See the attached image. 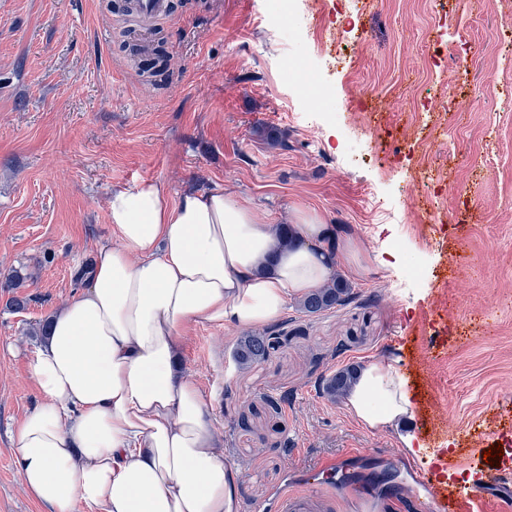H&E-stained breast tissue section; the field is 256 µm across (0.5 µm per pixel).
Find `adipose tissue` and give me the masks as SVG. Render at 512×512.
<instances>
[{"instance_id": "obj_1", "label": "adipose tissue", "mask_w": 512, "mask_h": 512, "mask_svg": "<svg viewBox=\"0 0 512 512\" xmlns=\"http://www.w3.org/2000/svg\"><path fill=\"white\" fill-rule=\"evenodd\" d=\"M109 210L113 241L29 359L41 401L11 434L24 484L46 512H241L238 473L178 343L193 324L273 322L337 263L363 274V249L315 214L297 216L293 246L280 247L220 185L172 201L145 182L113 190ZM347 407L372 429L413 416L387 362L359 372Z\"/></svg>"}]
</instances>
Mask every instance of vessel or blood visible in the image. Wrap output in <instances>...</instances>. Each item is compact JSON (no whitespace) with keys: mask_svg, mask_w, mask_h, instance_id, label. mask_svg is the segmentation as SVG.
<instances>
[{"mask_svg":"<svg viewBox=\"0 0 512 512\" xmlns=\"http://www.w3.org/2000/svg\"><path fill=\"white\" fill-rule=\"evenodd\" d=\"M402 467L410 480L398 487L397 495L414 512H512L511 476L500 474L483 485L450 490L437 486L432 470L422 463L408 459ZM323 489L320 483L307 484L302 494L283 489L273 503L257 507L256 512H317Z\"/></svg>","mask_w":512,"mask_h":512,"instance_id":"b4317fda","label":"vessel or blood"}]
</instances>
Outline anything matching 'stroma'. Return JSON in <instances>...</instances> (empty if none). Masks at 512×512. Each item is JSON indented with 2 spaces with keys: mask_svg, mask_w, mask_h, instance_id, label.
Returning <instances> with one entry per match:
<instances>
[{
  "mask_svg": "<svg viewBox=\"0 0 512 512\" xmlns=\"http://www.w3.org/2000/svg\"><path fill=\"white\" fill-rule=\"evenodd\" d=\"M268 4L173 0L150 34L168 55L152 83L109 0H0V512H43L10 439L40 402L29 358L112 237L113 189L147 181L173 201L224 186L261 224L314 213L364 249L363 276L337 269L357 299L313 317L288 306L249 369L233 359L245 328L196 324L181 340L247 502L300 488L296 465L332 455L375 494L356 506L337 488L325 512H407L388 478L400 457L456 488L512 471V5L361 0L349 18L311 0L305 25L265 30L255 17ZM291 55L332 87L320 113L283 98ZM377 202L407 222L375 220ZM419 261L425 279L408 280ZM16 295L25 310L10 307ZM418 340L428 362L406 384L413 447L320 395V376L401 367ZM440 410L447 436L420 438L419 418Z\"/></svg>",
  "mask_w": 512,
  "mask_h": 512,
  "instance_id": "35a3bbf8",
  "label": "stroma"
}]
</instances>
